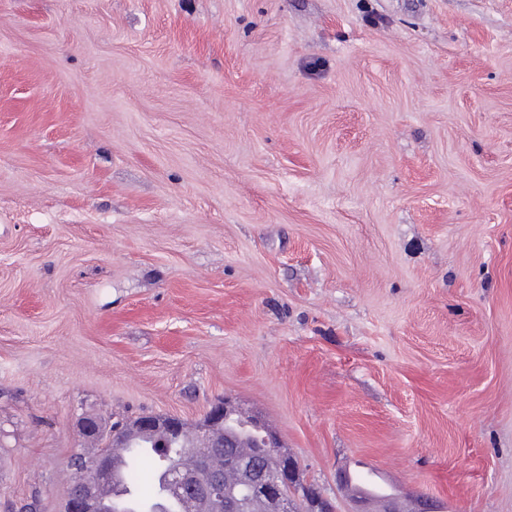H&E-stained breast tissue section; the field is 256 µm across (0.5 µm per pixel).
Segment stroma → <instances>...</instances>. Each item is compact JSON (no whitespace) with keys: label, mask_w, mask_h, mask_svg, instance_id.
<instances>
[{"label":"stroma","mask_w":512,"mask_h":512,"mask_svg":"<svg viewBox=\"0 0 512 512\" xmlns=\"http://www.w3.org/2000/svg\"><path fill=\"white\" fill-rule=\"evenodd\" d=\"M224 397L512 512V0H0V512Z\"/></svg>","instance_id":"obj_1"}]
</instances>
